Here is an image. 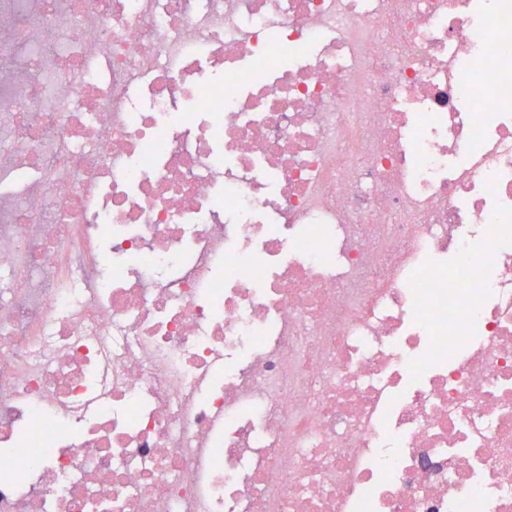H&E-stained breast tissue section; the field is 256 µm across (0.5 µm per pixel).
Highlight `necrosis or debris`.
Returning <instances> with one entry per match:
<instances>
[{"instance_id": "1", "label": "necrosis or debris", "mask_w": 512, "mask_h": 512, "mask_svg": "<svg viewBox=\"0 0 512 512\" xmlns=\"http://www.w3.org/2000/svg\"><path fill=\"white\" fill-rule=\"evenodd\" d=\"M0 512H512V0H0Z\"/></svg>"}]
</instances>
